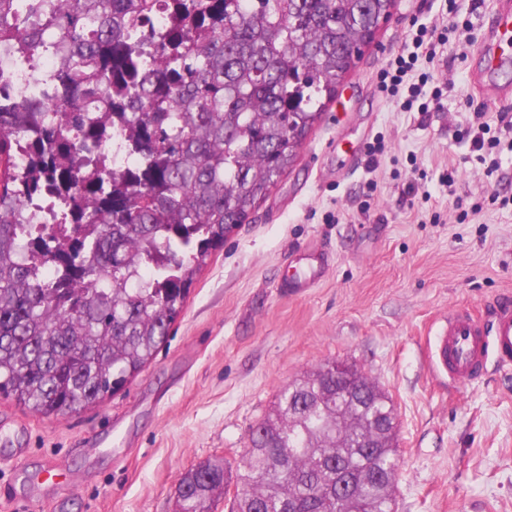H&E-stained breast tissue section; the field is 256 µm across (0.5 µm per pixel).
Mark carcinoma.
Returning <instances> with one entry per match:
<instances>
[{"label": "carcinoma", "mask_w": 512, "mask_h": 512, "mask_svg": "<svg viewBox=\"0 0 512 512\" xmlns=\"http://www.w3.org/2000/svg\"><path fill=\"white\" fill-rule=\"evenodd\" d=\"M393 7L0 0L1 44L64 55L51 90L0 97V393L41 416L77 414L139 374ZM115 126L130 170L111 161ZM23 188L46 190L72 234L32 236ZM336 403L330 361L281 392L239 454L230 512H395L394 442L361 447L370 410ZM218 493L226 464L201 463L180 480L181 512Z\"/></svg>", "instance_id": "cac0c4a2"}]
</instances>
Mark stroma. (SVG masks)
Instances as JSON below:
<instances>
[{"instance_id": "35a3bbf8", "label": "stroma", "mask_w": 512, "mask_h": 512, "mask_svg": "<svg viewBox=\"0 0 512 512\" xmlns=\"http://www.w3.org/2000/svg\"><path fill=\"white\" fill-rule=\"evenodd\" d=\"M494 2L456 0L449 16L444 0H396L294 165L197 275L123 390L51 417L0 394V512H180L182 474L207 460L235 468L279 391L332 360L392 400L396 512H512V366L454 383L435 363L449 312L488 324L512 304V151L489 176L462 137L475 111L495 128L512 117L497 96L512 68L479 92L469 82ZM442 17L468 23L470 40L452 32L438 49L440 101L400 111L377 75L412 23ZM319 253L324 277L292 287Z\"/></svg>"}]
</instances>
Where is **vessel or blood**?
Here are the masks:
<instances>
[{
	"mask_svg": "<svg viewBox=\"0 0 512 512\" xmlns=\"http://www.w3.org/2000/svg\"><path fill=\"white\" fill-rule=\"evenodd\" d=\"M495 13L497 22L479 49L483 67L471 73L477 84L486 74L512 66V0H497ZM490 357L500 365L512 363V307L499 308L488 331L467 314L449 315L437 348V364L449 379L473 377Z\"/></svg>",
	"mask_w": 512,
	"mask_h": 512,
	"instance_id": "obj_1",
	"label": "vessel or blood"
}]
</instances>
